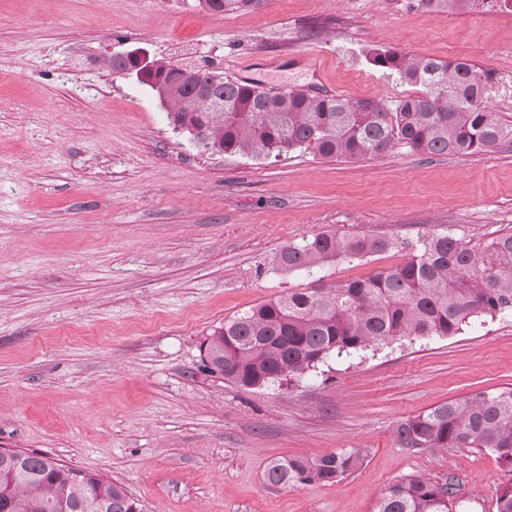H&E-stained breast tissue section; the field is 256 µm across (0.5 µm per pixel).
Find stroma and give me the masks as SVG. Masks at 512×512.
<instances>
[{"mask_svg": "<svg viewBox=\"0 0 512 512\" xmlns=\"http://www.w3.org/2000/svg\"><path fill=\"white\" fill-rule=\"evenodd\" d=\"M415 0H0V447L108 475L145 512H372L391 484L453 477L454 512H497L512 467L479 448L412 451L393 429L512 387V315L449 337L330 358L245 389L205 370L225 319L291 291L400 264L424 234L479 246L512 233V147L350 163H265L200 148L149 88L106 66L133 47L213 60L225 78L396 101L414 86L369 49L465 59L512 122V11ZM405 249L311 274L283 247L322 232ZM363 449L334 485H268L267 464ZM262 0H198V5L213 14L248 10L261 5Z\"/></svg>", "mask_w": 512, "mask_h": 512, "instance_id": "stroma-1", "label": "stroma"}]
</instances>
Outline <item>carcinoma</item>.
<instances>
[{
	"label": "carcinoma",
	"mask_w": 512,
	"mask_h": 512,
	"mask_svg": "<svg viewBox=\"0 0 512 512\" xmlns=\"http://www.w3.org/2000/svg\"><path fill=\"white\" fill-rule=\"evenodd\" d=\"M262 0H198L213 14L248 10ZM512 11V0H417L423 10L465 12L479 4ZM370 64L421 90L398 101L328 97L294 89L276 94L215 75L205 58L198 81L179 62L153 60L148 84L169 125L205 150L257 161L311 150L331 161L360 162L402 145L420 155H466L512 145V123L486 103L483 72L464 60L372 49ZM206 92L224 109L200 99ZM405 247L380 234L324 232L284 247L283 272L310 274L347 259ZM512 314V234L475 248L450 234H428L406 261L366 277L270 298L224 320L205 338L213 374L242 388L314 370L332 355L351 356L393 342L449 337L475 317ZM403 448H484L512 465V387L480 391L401 420ZM363 451L284 457L269 463L271 486L334 484L362 466ZM454 484L411 476L389 486L373 512H452ZM0 512H143L107 475L41 454H0Z\"/></svg>",
	"instance_id": "obj_1"
}]
</instances>
